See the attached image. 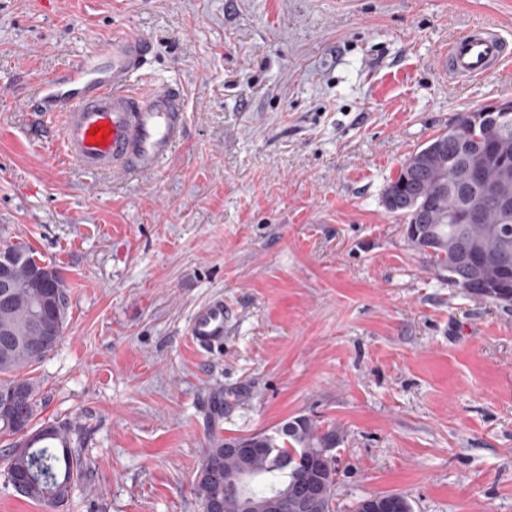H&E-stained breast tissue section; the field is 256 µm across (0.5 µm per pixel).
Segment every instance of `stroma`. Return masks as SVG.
<instances>
[{"mask_svg": "<svg viewBox=\"0 0 512 512\" xmlns=\"http://www.w3.org/2000/svg\"><path fill=\"white\" fill-rule=\"evenodd\" d=\"M512 40V0H0V240L70 285L58 344L30 369L41 422L88 462L69 500L0 512H200L205 400L220 433L298 415L335 424L339 512L400 492L414 512H512V306L440 276L383 194L457 116L512 100V63L450 84L475 20ZM182 86L187 137L152 176L60 159L24 98L112 37ZM223 295L224 347L188 335Z\"/></svg>", "mask_w": 512, "mask_h": 512, "instance_id": "1", "label": "stroma"}]
</instances>
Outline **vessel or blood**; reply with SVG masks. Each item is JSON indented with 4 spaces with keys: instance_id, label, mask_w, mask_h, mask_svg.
Instances as JSON below:
<instances>
[{
    "instance_id": "vessel-or-blood-1",
    "label": "vessel or blood",
    "mask_w": 512,
    "mask_h": 512,
    "mask_svg": "<svg viewBox=\"0 0 512 512\" xmlns=\"http://www.w3.org/2000/svg\"><path fill=\"white\" fill-rule=\"evenodd\" d=\"M150 50L145 36L115 37L51 74L25 100L39 125L52 124L54 113H61L65 160L90 172L126 175L155 174L171 160L186 136L187 106L178 87L145 74ZM510 61L512 44L498 27L477 22L450 40L441 66L457 84L495 73ZM101 125L104 136L92 135ZM226 317L223 296L200 304L188 326L192 341L222 349Z\"/></svg>"
}]
</instances>
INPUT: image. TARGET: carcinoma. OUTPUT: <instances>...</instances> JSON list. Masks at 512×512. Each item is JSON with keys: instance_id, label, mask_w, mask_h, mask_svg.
Here are the masks:
<instances>
[{"instance_id": "1", "label": "carcinoma", "mask_w": 512, "mask_h": 512, "mask_svg": "<svg viewBox=\"0 0 512 512\" xmlns=\"http://www.w3.org/2000/svg\"><path fill=\"white\" fill-rule=\"evenodd\" d=\"M482 109L463 112L448 129L411 154L422 166L401 164L383 195L386 210L403 219L412 246L453 286L479 299L512 305V218L504 219L478 187L459 182L470 162L480 166L487 183L512 197V131L502 140L481 118ZM16 257L12 268L15 288L7 307L0 306V330L27 328L38 306L50 300L56 316L43 327L41 336H18L7 354L0 353V397L22 383L24 402L12 412L0 411V436L13 438L4 449L7 478L14 491L36 502L55 506L69 499L87 462L72 446L71 429L61 425L35 426L37 389L19 373L52 350L65 329L70 292L63 274L54 266L42 282L32 279L36 262L30 245L22 240L0 243V255ZM465 255L482 260V275L461 263ZM244 442L256 453L242 459L224 452L225 445ZM343 435L334 424L300 415L270 431L223 438L210 434L209 446L196 478L201 508L214 500L224 512H241V498L255 504L293 494L303 483L322 488V496L310 512L336 509V467H323L319 449L337 448ZM249 474L243 494L224 487V476ZM380 512H413L401 493L377 497Z\"/></svg>"}]
</instances>
